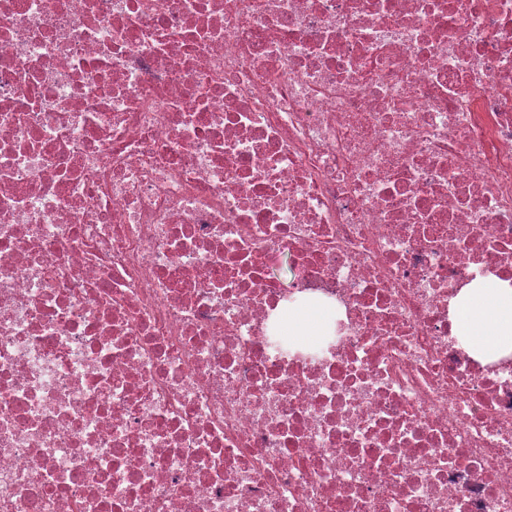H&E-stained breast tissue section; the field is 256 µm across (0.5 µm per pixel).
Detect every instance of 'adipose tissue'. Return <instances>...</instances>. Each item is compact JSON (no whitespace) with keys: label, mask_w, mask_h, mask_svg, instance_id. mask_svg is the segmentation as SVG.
Listing matches in <instances>:
<instances>
[{"label":"adipose tissue","mask_w":512,"mask_h":512,"mask_svg":"<svg viewBox=\"0 0 512 512\" xmlns=\"http://www.w3.org/2000/svg\"><path fill=\"white\" fill-rule=\"evenodd\" d=\"M453 332L482 360L512 354V284L479 277L452 307Z\"/></svg>","instance_id":"1"}]
</instances>
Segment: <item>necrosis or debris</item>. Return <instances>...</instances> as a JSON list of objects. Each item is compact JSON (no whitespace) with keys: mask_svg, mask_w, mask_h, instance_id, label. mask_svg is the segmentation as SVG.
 Wrapping results in <instances>:
<instances>
[{"mask_svg":"<svg viewBox=\"0 0 512 512\" xmlns=\"http://www.w3.org/2000/svg\"><path fill=\"white\" fill-rule=\"evenodd\" d=\"M479 277L512 0H0V512H512ZM453 332L482 360L512 353V286L479 277L462 289L452 307ZM320 318L316 315L309 314L304 310H294L288 313V328H296L297 336L303 339L312 336L318 329Z\"/></svg>","mask_w":512,"mask_h":512,"instance_id":"necrosis-or-debris-1","label":"necrosis or debris"}]
</instances>
